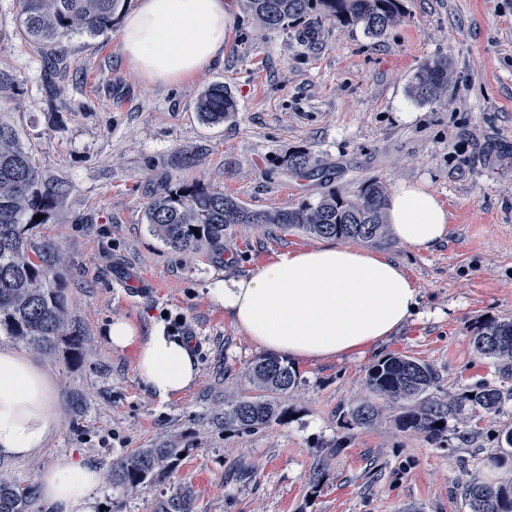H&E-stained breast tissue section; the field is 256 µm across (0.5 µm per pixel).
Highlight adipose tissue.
I'll return each mask as SVG.
<instances>
[{"label": "adipose tissue", "instance_id": "adipose-tissue-1", "mask_svg": "<svg viewBox=\"0 0 512 512\" xmlns=\"http://www.w3.org/2000/svg\"><path fill=\"white\" fill-rule=\"evenodd\" d=\"M224 0H137L122 22L121 54L144 78L177 83L224 58ZM385 218L401 243L428 250L450 233L448 212L421 184H399ZM261 346L299 360L360 352L391 335L415 311L418 291L388 259L325 244L280 257L250 277L211 290ZM110 346L137 345L136 370L161 397L196 379L186 345L161 329L148 334L124 319L107 327ZM62 416L50 376L24 354L0 348V456L24 459L47 445ZM102 473L78 460L46 471L43 500L56 512H99Z\"/></svg>", "mask_w": 512, "mask_h": 512}]
</instances>
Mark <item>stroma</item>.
I'll use <instances>...</instances> for the list:
<instances>
[{
  "label": "stroma",
  "instance_id": "1",
  "mask_svg": "<svg viewBox=\"0 0 512 512\" xmlns=\"http://www.w3.org/2000/svg\"><path fill=\"white\" fill-rule=\"evenodd\" d=\"M398 22L378 38L362 25L324 20L317 46L298 25L271 31L229 0L222 62L167 85L120 61L123 12L95 37L67 43L73 73L57 97L40 60L15 32L16 0H0V115L33 147L42 175L70 186L46 223L27 236L65 258L53 267L65 291L67 330L78 352L30 358L51 376L62 425L46 448L23 460L0 456V478L40 481L69 460L109 473L124 456L171 445L184 455L137 493L102 482L104 512H158L177 493L193 512H468L472 474L498 484L500 429L512 428V377L473 346L476 328L512 317V0H402ZM455 75L447 94L425 102L410 93L428 59ZM231 88L236 110L209 126L196 102L211 84ZM304 150L325 178L288 173L282 159ZM370 181L394 190L424 184L445 205L451 232L431 251L395 237L372 250L407 274L419 313L361 354L296 360L298 381L279 398L288 416L257 430L224 424V402L250 388L247 371L264 355L214 299L218 281L246 278L323 240L273 224H236L224 247L176 252L152 235L144 211L162 189L196 183L223 190L254 210L315 201L329 191L354 196ZM138 276L120 288L116 277ZM114 318L142 331L169 330L189 348L198 377L162 398L136 371V346L110 347ZM403 354L430 364L437 396L495 381L492 415L469 407L438 438L395 426L383 405L371 426L350 410L370 396L369 367Z\"/></svg>",
  "mask_w": 512,
  "mask_h": 512
}]
</instances>
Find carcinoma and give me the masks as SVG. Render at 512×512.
Listing matches in <instances>:
<instances>
[{"label": "carcinoma", "instance_id": "obj_1", "mask_svg": "<svg viewBox=\"0 0 512 512\" xmlns=\"http://www.w3.org/2000/svg\"><path fill=\"white\" fill-rule=\"evenodd\" d=\"M123 0H18L17 36L31 52L41 56L54 94L64 90L70 70L67 42L76 34L96 36L112 27V19ZM246 8L268 30H278L308 19L300 32L309 42L319 38L321 20L328 17L363 26L365 33L379 37L401 16L400 0H246ZM453 73L443 60L425 62L410 87L412 96L429 101L448 92ZM199 117L208 124L224 122L236 111L231 90L222 82L210 85L196 103ZM288 171L301 176L326 177L311 166L304 151L284 160ZM64 181L42 178L32 147L18 130L0 117V335L13 339L36 353H52L61 343L76 345L77 337L66 334V298L50 263L65 259L51 251L32 252L27 228L36 224L35 215L47 214L68 194ZM385 187L377 182L364 184L353 198L335 192L316 202L273 212L255 211L218 189L179 183L151 198L145 210L150 231L167 247L190 252L206 243L215 249L224 245V230L233 224H276L309 236L336 237L377 242L385 237ZM477 353L512 372V317L484 321L473 336ZM255 395L233 398L224 409V424L256 429L284 416L275 396L292 389L296 371L288 361L276 356L258 358L248 374ZM434 368L413 357L394 354L373 363L367 371V386L373 396L400 405L396 425L402 432L439 437L448 429V416L467 406L487 413L498 410L499 388L480 382L470 389L474 397L462 393L441 399L433 395ZM380 406L365 401L350 410L358 425L369 426ZM443 426L438 427L436 423ZM178 449L142 448L122 458L112 467L108 481L133 494L155 472L173 464ZM492 462L512 469V429L498 434V452ZM37 498L33 483L0 479V512H32ZM470 512H512V483L492 485L474 476L465 485ZM161 512H192L191 498L173 495Z\"/></svg>", "mask_w": 512, "mask_h": 512}]
</instances>
